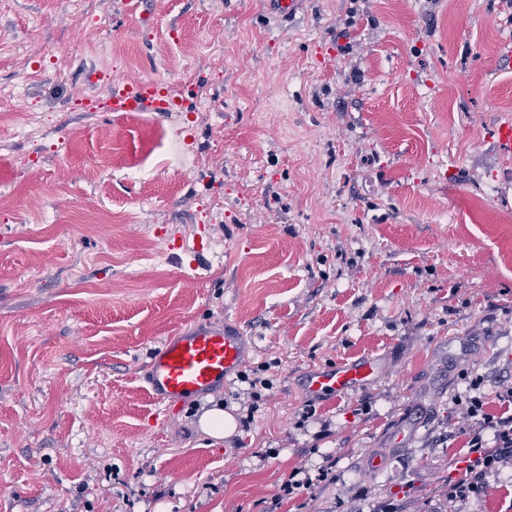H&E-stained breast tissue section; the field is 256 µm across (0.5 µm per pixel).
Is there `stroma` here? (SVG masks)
<instances>
[{"label":"stroma","instance_id":"35a3bbf8","mask_svg":"<svg viewBox=\"0 0 512 512\" xmlns=\"http://www.w3.org/2000/svg\"><path fill=\"white\" fill-rule=\"evenodd\" d=\"M511 48L512 0H0V512H265L328 454L278 512H448L469 380L512 382ZM119 77L177 111H111ZM220 322L256 411L155 402V351ZM221 404L251 424L215 440ZM511 505L506 472L458 509ZM376 372L377 364L371 357L339 362L327 370L307 374L304 379V390L312 397L340 396L370 381ZM200 427L214 439L231 436L236 428L233 417L224 413V409L212 408L200 418ZM304 474V478H297L300 474ZM313 479L309 474H305L303 470L292 471L281 485V492L283 493L277 500L271 502L269 510L265 512H274L284 498H292L297 495H304L314 486Z\"/></svg>","mask_w":512,"mask_h":512}]
</instances>
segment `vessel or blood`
Instances as JSON below:
<instances>
[{"mask_svg": "<svg viewBox=\"0 0 512 512\" xmlns=\"http://www.w3.org/2000/svg\"><path fill=\"white\" fill-rule=\"evenodd\" d=\"M111 108L116 112H169L173 104L157 83L129 81L113 96ZM242 357V341L232 326L198 324L158 349L145 383L152 397L164 405L203 397L238 370ZM376 372L373 358L344 361L307 374L304 390L312 397L339 396L370 381Z\"/></svg>", "mask_w": 512, "mask_h": 512, "instance_id": "1", "label": "vessel or blood"}]
</instances>
